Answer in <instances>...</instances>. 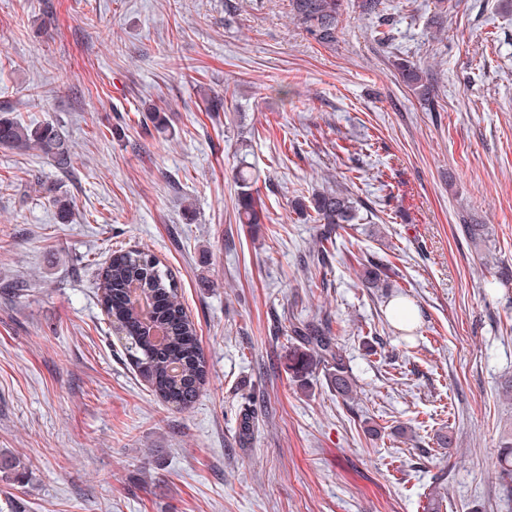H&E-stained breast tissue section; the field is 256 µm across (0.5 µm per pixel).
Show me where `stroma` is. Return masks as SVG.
<instances>
[{
    "label": "stroma",
    "mask_w": 512,
    "mask_h": 512,
    "mask_svg": "<svg viewBox=\"0 0 512 512\" xmlns=\"http://www.w3.org/2000/svg\"><path fill=\"white\" fill-rule=\"evenodd\" d=\"M383 2L388 42L352 6L323 46L289 0H0V109L62 125L74 152L67 176L0 149V512H425L436 485L441 512H512V0H448L438 29L434 0ZM244 162L258 224L235 208ZM331 186L358 219L320 266L295 204ZM121 248L173 270L200 329L187 410L153 395L98 303ZM363 260L385 287L362 286ZM312 321L355 401L301 360L288 326ZM399 70L405 83L414 88L423 99L427 101L431 99V86L425 78V73L419 67L406 61L399 64Z\"/></svg>",
    "instance_id": "stroma-1"
}]
</instances>
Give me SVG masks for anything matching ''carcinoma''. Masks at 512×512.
Returning <instances> with one entry per match:
<instances>
[{
	"label": "carcinoma",
	"instance_id": "obj_1",
	"mask_svg": "<svg viewBox=\"0 0 512 512\" xmlns=\"http://www.w3.org/2000/svg\"><path fill=\"white\" fill-rule=\"evenodd\" d=\"M346 0H289L290 14L307 35L320 44L336 42ZM401 77L424 99L432 89L425 73L406 61L399 64ZM0 147L34 151L62 172L73 167V152L55 123L27 124L9 112L0 113ZM240 192L236 208L244 224L261 223L262 200L248 166L236 174ZM302 213H314L313 221L329 227L352 224L358 202L341 189L314 194L309 204L297 203ZM332 233L315 241L314 253L325 263L334 250ZM99 304L112 330L123 341L124 355L140 378L166 405L184 410L200 395L207 368L199 328L185 307L180 285L168 267L148 249L115 250L99 275ZM291 339L311 352L328 368V380L345 401L355 399V380L345 363L343 350L330 331L315 324H290Z\"/></svg>",
	"mask_w": 512,
	"mask_h": 512
}]
</instances>
